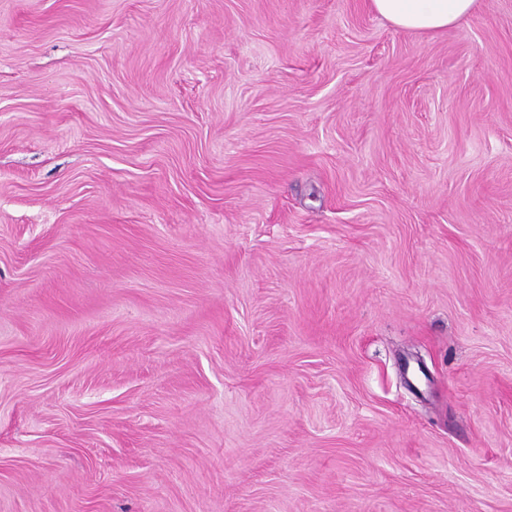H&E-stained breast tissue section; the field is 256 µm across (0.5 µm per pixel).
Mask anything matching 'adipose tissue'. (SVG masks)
<instances>
[{"mask_svg": "<svg viewBox=\"0 0 512 512\" xmlns=\"http://www.w3.org/2000/svg\"><path fill=\"white\" fill-rule=\"evenodd\" d=\"M479 0H370L371 9L395 27L436 34L467 18Z\"/></svg>", "mask_w": 512, "mask_h": 512, "instance_id": "obj_1", "label": "adipose tissue"}]
</instances>
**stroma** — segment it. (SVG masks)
<instances>
[{
	"label": "stroma",
	"instance_id": "stroma-1",
	"mask_svg": "<svg viewBox=\"0 0 512 512\" xmlns=\"http://www.w3.org/2000/svg\"><path fill=\"white\" fill-rule=\"evenodd\" d=\"M0 512H512V0H0ZM479 0H370L371 9L395 27L436 34L467 18Z\"/></svg>",
	"mask_w": 512,
	"mask_h": 512
}]
</instances>
